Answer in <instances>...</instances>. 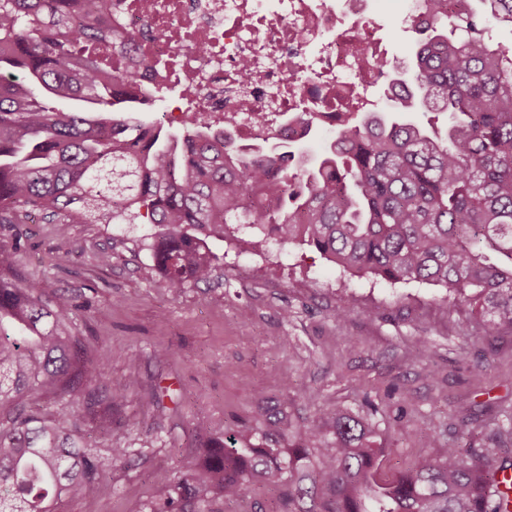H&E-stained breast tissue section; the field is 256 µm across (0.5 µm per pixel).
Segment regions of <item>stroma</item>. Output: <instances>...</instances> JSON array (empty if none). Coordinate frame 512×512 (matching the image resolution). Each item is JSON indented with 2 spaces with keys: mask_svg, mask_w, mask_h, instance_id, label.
<instances>
[{
  "mask_svg": "<svg viewBox=\"0 0 512 512\" xmlns=\"http://www.w3.org/2000/svg\"><path fill=\"white\" fill-rule=\"evenodd\" d=\"M377 23L388 60L409 58L412 25ZM152 234L148 224H74L64 237L53 224L0 227L19 276L81 305L79 335L112 353L106 375L138 379L112 414L111 435L92 434L103 463L116 437L133 467L60 512H150L154 486L174 481L199 427L217 437L247 429L252 447L284 448L289 426L338 406L359 414L370 400L389 475L441 442L491 447L493 429L512 420V332L485 335L447 289L353 276L305 245L274 241L257 253L241 232L209 241L222 280L175 297L155 275ZM109 240L112 264L98 266L96 247ZM63 251L70 261L61 267ZM340 309L346 318H336ZM162 349L167 359H158ZM410 421L427 423L440 442L412 439ZM496 449L512 460V442Z\"/></svg>",
  "mask_w": 512,
  "mask_h": 512,
  "instance_id": "35a3bbf8",
  "label": "stroma"
}]
</instances>
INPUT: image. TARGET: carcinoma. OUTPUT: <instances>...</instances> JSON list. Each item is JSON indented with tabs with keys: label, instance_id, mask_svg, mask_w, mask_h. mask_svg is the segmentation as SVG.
<instances>
[{
	"label": "carcinoma",
	"instance_id": "carcinoma-1",
	"mask_svg": "<svg viewBox=\"0 0 512 512\" xmlns=\"http://www.w3.org/2000/svg\"><path fill=\"white\" fill-rule=\"evenodd\" d=\"M447 2L424 0L431 21L389 80L390 109L355 113L311 158L138 115L150 96L131 85L152 65L137 53L150 31L104 24L112 0H0V224H152L154 270L174 297L216 278L207 238L246 225L256 252L276 239L345 272L440 286L472 305L486 335L512 331V50L486 37L512 26V0ZM103 45L116 54L109 72ZM51 99L96 110L60 112ZM429 107L444 129L404 116ZM77 314L0 261V512H58L99 491L88 427L112 434L136 379L104 378L109 352L83 355L65 331ZM36 395L59 405L34 409ZM248 441L244 430L196 434L151 512H226L261 479L279 494L254 512H490L504 469L487 448L450 445L384 480L372 424L340 408L296 432L286 457ZM111 451L116 482L130 457L118 440Z\"/></svg>",
	"mask_w": 512,
	"mask_h": 512
}]
</instances>
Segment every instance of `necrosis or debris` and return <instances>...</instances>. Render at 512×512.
I'll use <instances>...</instances> for the list:
<instances>
[{"label":"necrosis or debris","instance_id":"obj_1","mask_svg":"<svg viewBox=\"0 0 512 512\" xmlns=\"http://www.w3.org/2000/svg\"><path fill=\"white\" fill-rule=\"evenodd\" d=\"M145 1L113 0L108 22L150 29L142 48L157 65L140 83L163 102V121L189 117L289 142L371 107L382 56L374 14L397 13L415 27L428 21L421 0H149V11Z\"/></svg>","mask_w":512,"mask_h":512}]
</instances>
